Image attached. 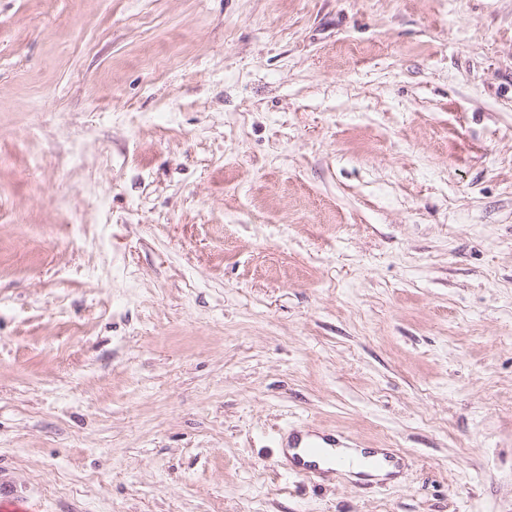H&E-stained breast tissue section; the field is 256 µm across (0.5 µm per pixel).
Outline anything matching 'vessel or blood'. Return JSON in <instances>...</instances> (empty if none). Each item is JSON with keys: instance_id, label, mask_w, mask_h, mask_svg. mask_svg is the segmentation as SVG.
<instances>
[{"instance_id": "1", "label": "vessel or blood", "mask_w": 512, "mask_h": 512, "mask_svg": "<svg viewBox=\"0 0 512 512\" xmlns=\"http://www.w3.org/2000/svg\"><path fill=\"white\" fill-rule=\"evenodd\" d=\"M354 440L341 434L318 431L304 423L289 430L281 440L280 459L288 472L308 479H323L347 470L361 476L402 470V457L388 449L356 452ZM0 512H42V506L0 488Z\"/></svg>"}]
</instances>
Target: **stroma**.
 <instances>
[{"mask_svg": "<svg viewBox=\"0 0 512 512\" xmlns=\"http://www.w3.org/2000/svg\"><path fill=\"white\" fill-rule=\"evenodd\" d=\"M296 422L406 467L312 487ZM0 479L512 512V0H0Z\"/></svg>", "mask_w": 512, "mask_h": 512, "instance_id": "1", "label": "stroma"}]
</instances>
